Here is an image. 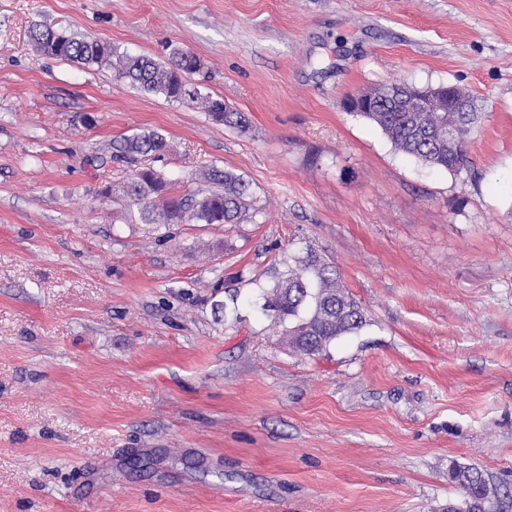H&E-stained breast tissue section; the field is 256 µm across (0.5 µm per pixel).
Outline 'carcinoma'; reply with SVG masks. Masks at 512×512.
Returning a JSON list of instances; mask_svg holds the SVG:
<instances>
[{
	"label": "carcinoma",
	"instance_id": "obj_1",
	"mask_svg": "<svg viewBox=\"0 0 512 512\" xmlns=\"http://www.w3.org/2000/svg\"><path fill=\"white\" fill-rule=\"evenodd\" d=\"M37 49L45 55L92 66L108 61L116 54L110 44L67 30L39 25L31 31ZM119 76L132 85L166 99L185 103L190 100L210 111L212 98L199 89L183 94L192 75L200 72L199 57L190 50L175 49L165 62L147 56H119ZM379 94V111L362 116L375 124L394 147L424 164L458 171L470 164L467 135L474 123V112H405L399 104L402 83L384 84ZM119 152L152 154L169 152L166 138L155 132L128 136ZM204 178L216 189L206 194L182 195L174 185L151 167L142 168L133 177L103 197L120 199L138 210L146 224H237L249 212L248 185L229 170L211 168ZM263 309L278 313L286 325L285 335L293 336L292 347L306 355H316L341 336L355 333L367 320L362 308L349 296L336 267L308 251L292 259L286 274L263 293ZM453 479L467 499L482 501L493 489L482 472L474 467L458 468Z\"/></svg>",
	"mask_w": 512,
	"mask_h": 512
}]
</instances>
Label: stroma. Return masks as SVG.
<instances>
[{"instance_id":"stroma-1","label":"stroma","mask_w":512,"mask_h":512,"mask_svg":"<svg viewBox=\"0 0 512 512\" xmlns=\"http://www.w3.org/2000/svg\"><path fill=\"white\" fill-rule=\"evenodd\" d=\"M200 57L202 93L49 57L33 25ZM458 85L469 168L342 102ZM164 135L161 157L116 159ZM248 183L238 224H145L106 184ZM334 262L367 318L308 356L262 289ZM475 467L512 512V0H0V512H447ZM117 147L122 155L153 154L158 158L169 152V143L166 138L155 132L135 134L133 136L125 137Z\"/></svg>"}]
</instances>
